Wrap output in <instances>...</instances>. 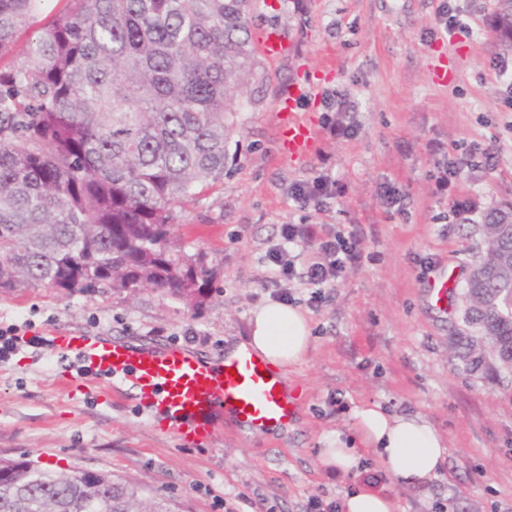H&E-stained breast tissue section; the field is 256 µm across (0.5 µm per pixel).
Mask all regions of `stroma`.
Segmentation results:
<instances>
[{
    "instance_id": "35a3bbf8",
    "label": "stroma",
    "mask_w": 512,
    "mask_h": 512,
    "mask_svg": "<svg viewBox=\"0 0 512 512\" xmlns=\"http://www.w3.org/2000/svg\"><path fill=\"white\" fill-rule=\"evenodd\" d=\"M251 0L254 27L277 23L288 57H257L230 104L224 178L184 204L171 239L203 252L219 278L192 310L162 292L91 296L49 288L0 289V319L31 322L33 333L67 326L137 344H190L207 358L242 338L252 310L270 294L266 252L279 225L331 224L360 230L366 257L315 310L312 345L288 385L299 418L286 437L220 430L184 448L154 432L131 402L100 403L93 389L65 386L52 363L0 362V459L57 471H105L136 482L145 497L181 512H302L309 499H340L351 485L322 467L329 432L354 430L367 403L421 413L448 444L439 474L417 486L380 476L398 512H512V376L457 368L448 338L455 314L432 305L428 280L447 267L463 281L480 234L459 223L463 202H512V110L494 67L512 65L489 26L495 0H452L460 24L444 28L440 0H286L272 13ZM320 82L300 106L321 126L328 94H339L353 139L320 134L314 154L279 157L275 98L301 70ZM456 163L447 191L437 164ZM331 173L341 186L325 210L300 209L291 184ZM399 191L387 206L384 186ZM193 329L203 340L187 342Z\"/></svg>"
}]
</instances>
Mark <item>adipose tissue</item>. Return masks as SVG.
Returning <instances> with one entry per match:
<instances>
[{"instance_id":"obj_1","label":"adipose tissue","mask_w":512,"mask_h":512,"mask_svg":"<svg viewBox=\"0 0 512 512\" xmlns=\"http://www.w3.org/2000/svg\"><path fill=\"white\" fill-rule=\"evenodd\" d=\"M311 339L310 322L299 308L270 302L252 311L245 340L230 343L227 350L251 349L285 375L303 362ZM355 418L356 439L344 440L336 432L319 451L320 463L330 473H356L368 450L377 469L397 484L419 486L436 475L447 445L424 415H393L372 404L358 409Z\"/></svg>"}]
</instances>
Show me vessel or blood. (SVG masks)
<instances>
[{
	"mask_svg": "<svg viewBox=\"0 0 512 512\" xmlns=\"http://www.w3.org/2000/svg\"><path fill=\"white\" fill-rule=\"evenodd\" d=\"M256 47L274 63L290 45L279 30L264 28ZM304 95V86L293 84L276 98L280 156L288 161L310 155L318 140L299 109ZM41 349L55 358L60 384L78 377L105 399L131 398L155 432L176 435L183 447L201 445L228 420L245 432L272 433L297 411L283 376L248 352L212 360L177 344L142 347L59 326L46 330Z\"/></svg>",
	"mask_w": 512,
	"mask_h": 512,
	"instance_id": "obj_1",
	"label": "vessel or blood"
}]
</instances>
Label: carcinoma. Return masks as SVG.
I'll return each mask as SVG.
<instances>
[{"mask_svg": "<svg viewBox=\"0 0 512 512\" xmlns=\"http://www.w3.org/2000/svg\"><path fill=\"white\" fill-rule=\"evenodd\" d=\"M41 0H0V289L70 294L161 291L193 307L215 288L202 253L170 245L177 208L224 177L228 102L253 73L249 0H59L5 62ZM491 28L512 45V0ZM464 223L512 225V202L462 203ZM476 306L461 326L487 333L501 361L466 373L512 371V282L490 273L462 288ZM165 498L106 472H53L0 460V512H172Z\"/></svg>", "mask_w": 512, "mask_h": 512, "instance_id": "obj_1", "label": "carcinoma"}]
</instances>
